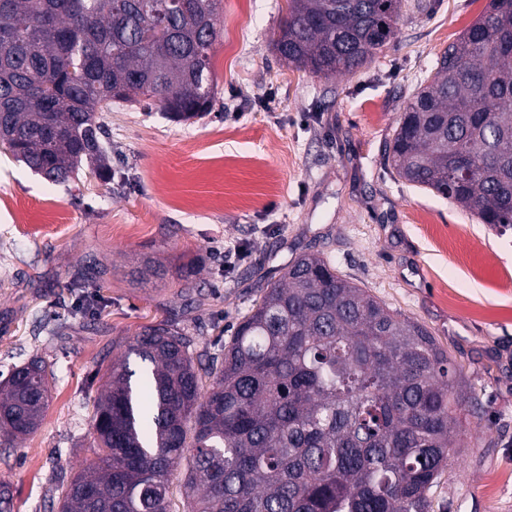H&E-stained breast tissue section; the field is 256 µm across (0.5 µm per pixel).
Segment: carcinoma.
I'll list each match as a JSON object with an SVG mask.
<instances>
[{
    "mask_svg": "<svg viewBox=\"0 0 512 512\" xmlns=\"http://www.w3.org/2000/svg\"><path fill=\"white\" fill-rule=\"evenodd\" d=\"M408 6L288 0L273 49L317 76L353 73L394 40ZM220 8L0 0V149L52 183L82 170L112 179L99 121L112 103L157 101L177 121L213 111ZM387 158L400 180L512 233V0H489L441 53ZM194 344L167 321L134 337L139 369L112 365L93 417L99 459L63 486L59 512H169V476L187 456L186 512H431L464 447L462 416L477 410L423 324L314 254L292 260L200 368ZM48 376L32 359L0 381L5 443L40 424Z\"/></svg>",
    "mask_w": 512,
    "mask_h": 512,
    "instance_id": "cac0c4a2",
    "label": "carcinoma"
}]
</instances>
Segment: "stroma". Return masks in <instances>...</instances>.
<instances>
[{
  "instance_id": "35a3bbf8",
  "label": "stroma",
  "mask_w": 512,
  "mask_h": 512,
  "mask_svg": "<svg viewBox=\"0 0 512 512\" xmlns=\"http://www.w3.org/2000/svg\"><path fill=\"white\" fill-rule=\"evenodd\" d=\"M428 2L368 67L325 79L272 48L287 0H223L208 117L178 124L156 102L102 113L108 182L54 184L0 152V373L34 356L53 372L39 427L0 447L11 512H58L63 483L96 460L94 403L136 333L167 319L193 330L196 354L219 352L303 253L423 324L481 400L433 512H512V235L397 180L385 154L413 92L488 0ZM228 246L241 251L230 265ZM144 255L171 276L136 283ZM182 266L195 272L187 295ZM94 274L100 287L75 288ZM84 294L95 312L79 316Z\"/></svg>"
}]
</instances>
